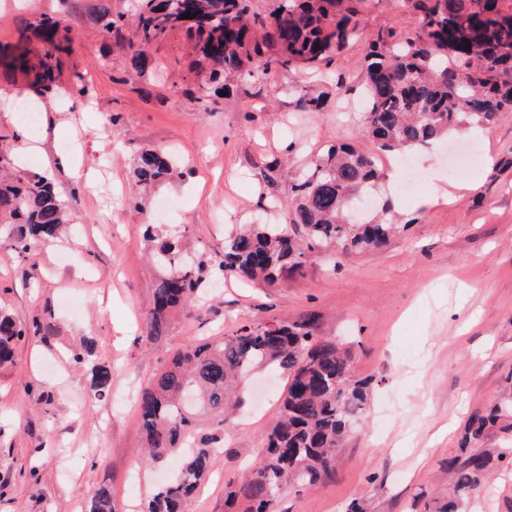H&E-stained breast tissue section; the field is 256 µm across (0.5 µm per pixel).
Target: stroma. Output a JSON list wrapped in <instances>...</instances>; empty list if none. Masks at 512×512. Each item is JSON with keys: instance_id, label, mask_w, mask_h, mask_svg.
I'll return each instance as SVG.
<instances>
[{"instance_id": "stroma-1", "label": "stroma", "mask_w": 512, "mask_h": 512, "mask_svg": "<svg viewBox=\"0 0 512 512\" xmlns=\"http://www.w3.org/2000/svg\"><path fill=\"white\" fill-rule=\"evenodd\" d=\"M133 16L136 0H0V44L18 39L20 19H64L71 29L62 87L33 96L46 117L40 152L19 161L18 121L0 114V171L49 174L68 207L70 230L20 255L0 223V306L24 326L40 325L0 368V512H82L102 484L115 512H135L179 465L141 463L136 394L188 341L244 324L314 317L317 335L352 354L357 378L372 383L365 409L336 450L329 477L287 486L275 512H425L443 498L442 461L461 455L474 410L512 389V171L494 176L512 152V112L490 137L458 142L477 150L459 174L469 190L453 204L426 189L409 193L401 227L382 248L317 258L284 286L212 281L204 306L175 316L166 337L141 341L159 272L146 223L186 236L199 258H220L238 225L283 224L292 178L341 140L358 138L366 86L364 57L386 26L413 27L405 0H367L354 43L330 63L296 72L226 77L212 101L192 70L184 35L155 44L142 71L103 32L94 11ZM81 74L87 95L73 91ZM324 95L323 111L298 108L300 91ZM78 177L58 165L68 143ZM175 156L168 177L146 189L134 170L142 150ZM82 362H75L74 353ZM112 368L103 396L92 367ZM285 376L259 368L239 386L242 403L188 512H237L225 502L263 451ZM480 450L497 453L469 512H512V432L491 431Z\"/></svg>"}]
</instances>
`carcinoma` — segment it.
Returning a JSON list of instances; mask_svg holds the SVG:
<instances>
[{
	"label": "carcinoma",
	"instance_id": "obj_1",
	"mask_svg": "<svg viewBox=\"0 0 512 512\" xmlns=\"http://www.w3.org/2000/svg\"><path fill=\"white\" fill-rule=\"evenodd\" d=\"M365 0H272L258 9L253 0H140L133 37L122 34L123 18L108 20L107 33L130 53L141 70L145 48L172 31L184 33L197 73L212 83L228 74H251L257 60L263 74L306 69L331 61L357 36ZM418 23L402 33L381 28L365 56L367 109L361 136L385 154L405 156L426 148L455 129L488 126L512 112V0H405ZM199 18L179 24L182 15ZM71 53L69 29L52 17L24 20L15 44L0 47V78L22 80L39 95L59 88ZM172 158L161 149L139 155L140 183H157L171 173ZM379 179L374 153L339 143L312 159L292 183L287 205L293 233L278 224H247L224 243L221 260L185 261L189 242L145 233L157 242L162 277L155 288L144 339L166 335L169 320L196 301L215 272L267 286L302 272L332 249L361 253L386 245L398 228L394 204L361 224L347 222L359 198ZM0 216L14 220L13 249L25 253L34 241L60 237L65 205L46 175L27 180L0 177ZM27 329L0 307V367L13 361ZM258 365L287 376L279 415L267 429L265 452L247 481L229 486L227 501L247 504L244 512H273L284 483H314L332 469L336 448L367 403L370 382L355 378L349 351L315 334L314 321L243 325L214 340L190 341L141 388L139 425L153 464L183 452L180 471L148 496L141 512H186L211 468L224 436V412L234 402L236 379ZM112 367L92 371L94 395L108 390ZM495 428H512V390L473 414L461 447L481 442ZM492 462L487 452L448 459L449 497L434 512H462L483 485ZM86 512H113L109 487H98Z\"/></svg>",
	"mask_w": 512,
	"mask_h": 512
}]
</instances>
